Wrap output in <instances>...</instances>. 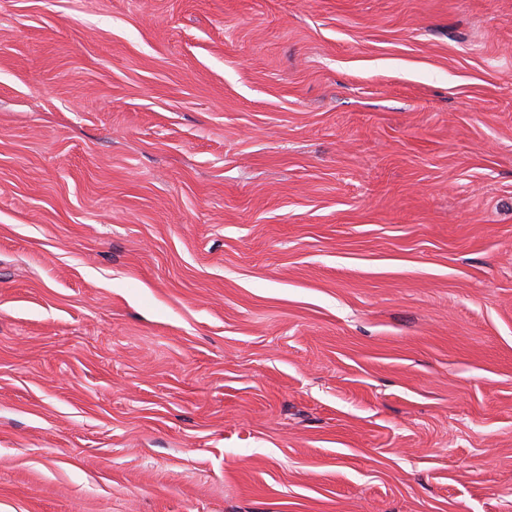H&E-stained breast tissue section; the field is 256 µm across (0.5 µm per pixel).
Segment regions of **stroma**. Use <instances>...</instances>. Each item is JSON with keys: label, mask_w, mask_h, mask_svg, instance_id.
<instances>
[{"label": "stroma", "mask_w": 512, "mask_h": 512, "mask_svg": "<svg viewBox=\"0 0 512 512\" xmlns=\"http://www.w3.org/2000/svg\"><path fill=\"white\" fill-rule=\"evenodd\" d=\"M0 512H512V0H0Z\"/></svg>", "instance_id": "obj_1"}]
</instances>
